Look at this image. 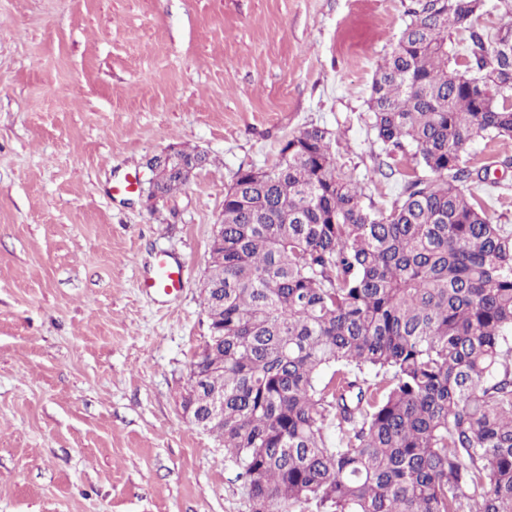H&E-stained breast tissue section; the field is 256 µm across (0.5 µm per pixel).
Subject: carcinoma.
<instances>
[{
  "instance_id": "obj_1",
  "label": "carcinoma",
  "mask_w": 512,
  "mask_h": 512,
  "mask_svg": "<svg viewBox=\"0 0 512 512\" xmlns=\"http://www.w3.org/2000/svg\"><path fill=\"white\" fill-rule=\"evenodd\" d=\"M484 8L410 0L376 70V139L426 171L391 210L365 204L318 126L225 190L189 392L224 394V423L196 415L256 512H512V226L490 221L464 156L512 140V0L493 36ZM154 164L161 198L189 181Z\"/></svg>"
}]
</instances>
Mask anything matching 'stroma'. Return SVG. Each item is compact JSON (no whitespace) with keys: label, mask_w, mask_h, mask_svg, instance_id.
Instances as JSON below:
<instances>
[{"label":"stroma","mask_w":512,"mask_h":512,"mask_svg":"<svg viewBox=\"0 0 512 512\" xmlns=\"http://www.w3.org/2000/svg\"><path fill=\"white\" fill-rule=\"evenodd\" d=\"M407 21L404 0H0V512H250L181 407L224 191L319 126L390 209L416 161L367 101ZM170 150L209 162L148 202ZM467 152L512 225V141ZM161 253L178 294L140 286Z\"/></svg>","instance_id":"1"}]
</instances>
